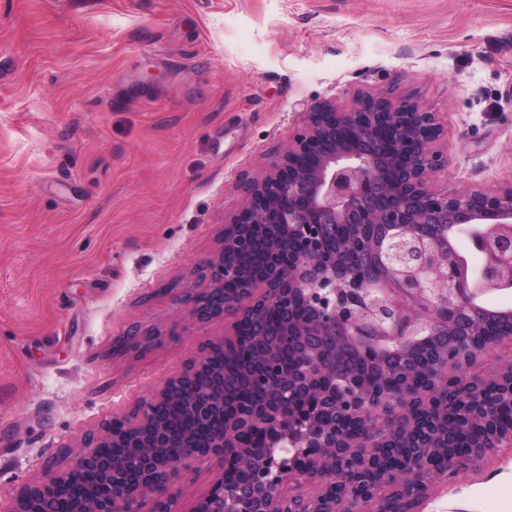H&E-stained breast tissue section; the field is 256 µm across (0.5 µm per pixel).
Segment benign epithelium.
I'll use <instances>...</instances> for the list:
<instances>
[{"mask_svg": "<svg viewBox=\"0 0 512 512\" xmlns=\"http://www.w3.org/2000/svg\"><path fill=\"white\" fill-rule=\"evenodd\" d=\"M442 135L437 113L409 96L378 92L356 97L343 111L332 102L312 105L305 124L288 140L281 155L269 164L265 179L252 185L228 227L236 224H284L290 245L258 259L277 266L278 276L262 285L267 303L284 306L283 293L309 305L308 316L289 322L294 368L278 387L275 411L264 425L266 443L248 448L249 426L224 416V372L212 375L213 386L195 402L181 390L163 388L143 405L142 417L165 402L186 403V416L207 415L222 424L219 430L195 439L161 428L143 434L137 443L142 472L132 474L103 447L111 433L95 443L66 449L70 467L21 486L0 512H32L53 496L70 504V512H137L151 500L155 512H169L164 490L187 461L217 456L221 468L234 465L250 477L247 484H229L219 476L194 512H412L415 500L429 485L448 479L465 466H476L502 448L512 447V415L500 418L495 433L474 441L462 455L442 458L434 440L419 443V451L398 457L391 469L396 495L370 496L361 489L355 470L347 465L338 440L368 456L384 438L397 431L416 430L410 390L370 396L357 387L340 393L310 385L311 379L336 377V355L344 354V337L360 346L371 361L376 344L407 337L429 323L443 336L458 337L457 348L442 352L436 387L448 388L446 365L459 362L457 349L473 351L471 342L483 335L491 317L476 305L479 294L498 288V256L473 241L484 254L480 278L455 280V253L448 248V227L468 224H512V184L497 189L437 191L434 177L448 167V155L433 148ZM387 224H404L410 246L397 252L363 251L362 263L352 257L358 249L350 227L368 228L377 235ZM254 254L253 243L238 235L224 238L216 260L210 262L212 287L188 296L191 316L209 320L233 312L256 321L261 309L247 310L242 301L244 264L229 254ZM512 376V359L478 376L468 364L460 369L461 383L501 385ZM390 411L386 437L374 422L378 408ZM297 435L292 448H269L282 434ZM346 483L348 496L336 508V480ZM316 480L318 495L288 497L292 482Z\"/></svg>", "mask_w": 512, "mask_h": 512, "instance_id": "benign-epithelium-1", "label": "benign epithelium"}]
</instances>
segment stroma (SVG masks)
<instances>
[{"label":"stroma","mask_w":512,"mask_h":512,"mask_svg":"<svg viewBox=\"0 0 512 512\" xmlns=\"http://www.w3.org/2000/svg\"><path fill=\"white\" fill-rule=\"evenodd\" d=\"M388 90L439 114L436 188L512 181V0H0L1 502L229 336L184 298L246 187L312 104ZM413 512H512V450Z\"/></svg>","instance_id":"stroma-1"}]
</instances>
